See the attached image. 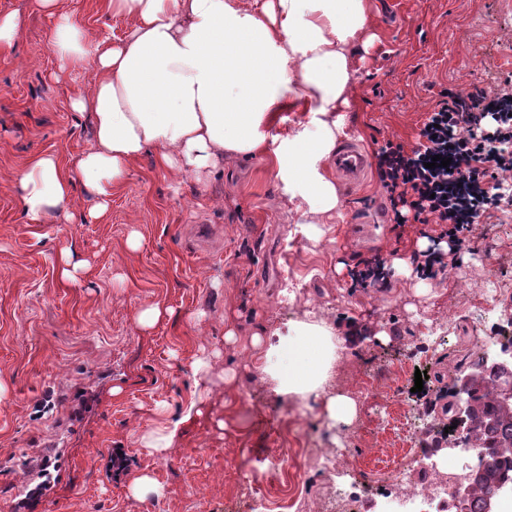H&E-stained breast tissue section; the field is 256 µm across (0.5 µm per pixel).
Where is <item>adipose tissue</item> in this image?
Wrapping results in <instances>:
<instances>
[{
    "label": "adipose tissue",
    "instance_id": "obj_1",
    "mask_svg": "<svg viewBox=\"0 0 512 512\" xmlns=\"http://www.w3.org/2000/svg\"><path fill=\"white\" fill-rule=\"evenodd\" d=\"M31 3L54 21L60 73H92L70 107L89 114L94 144L70 167L52 153L28 157L16 181L28 223L69 215L79 178L98 218L149 150L159 169L205 181L225 156L265 151L287 111L311 119L274 149L277 178L306 203L311 235L340 215V191L322 166L343 132L353 59L373 39L369 0H104L129 23L119 38L92 33L63 0ZM337 341L317 323L295 324L269 346L257 333L253 368L278 396L318 400L332 428L356 414L351 397L324 392Z\"/></svg>",
    "mask_w": 512,
    "mask_h": 512
}]
</instances>
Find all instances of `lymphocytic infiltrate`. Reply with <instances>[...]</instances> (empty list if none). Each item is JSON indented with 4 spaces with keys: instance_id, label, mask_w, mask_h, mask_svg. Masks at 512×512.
Segmentation results:
<instances>
[{
    "instance_id": "lymphocytic-infiltrate-1",
    "label": "lymphocytic infiltrate",
    "mask_w": 512,
    "mask_h": 512,
    "mask_svg": "<svg viewBox=\"0 0 512 512\" xmlns=\"http://www.w3.org/2000/svg\"><path fill=\"white\" fill-rule=\"evenodd\" d=\"M487 127L474 129L464 99L448 95L428 112L411 149L387 144L376 153L379 180L395 219L435 223L453 249L501 198L489 182L492 170L512 171V97H496L487 108ZM449 167H431L433 157Z\"/></svg>"
}]
</instances>
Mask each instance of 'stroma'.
<instances>
[{"mask_svg":"<svg viewBox=\"0 0 512 512\" xmlns=\"http://www.w3.org/2000/svg\"><path fill=\"white\" fill-rule=\"evenodd\" d=\"M68 7L91 31L126 30L101 0ZM8 11L24 23L13 50L0 55V512H255L237 490L263 480L272 454L297 447L306 410L278 411V396L252 370V334L262 328L359 329L360 339L339 347L348 361L335 368L330 391L355 395L359 375L408 356L427 374L424 425L447 423L448 389L477 360L476 337L512 313V202L485 212L434 278L411 262L429 249L447 253L438 225H391L373 241L355 229L364 203L386 200L377 174L342 191L341 218L315 240L266 154L225 159L222 172L199 183L159 170L148 152L99 218H87L93 200L79 185L74 219L27 223L15 177L33 154L70 165L92 145L88 118L70 108L90 76H58L49 17L27 0H0ZM373 13L376 40L355 59L343 114L346 136L367 155L389 142L415 146L446 93L464 97L477 117L490 99L512 93V0H373ZM134 232L135 250L127 245ZM65 248L86 264L74 282L59 273ZM374 260L386 266L384 285L352 287L351 272ZM491 276L505 290L483 321L470 303ZM155 303L161 320L141 328L138 311ZM382 329L389 338L376 341ZM202 348L212 354L207 420L188 415ZM408 392L404 385L358 398L357 417L332 431L315 420L317 446L400 453L403 433L383 430L382 420ZM162 416L176 438L157 457L140 438ZM117 452L124 467L111 476ZM137 473L157 479L162 496L133 497Z\"/></svg>","mask_w":512,"mask_h":512,"instance_id":"stroma-1","label":"stroma"}]
</instances>
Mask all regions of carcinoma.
Masks as SVG:
<instances>
[{
  "instance_id": "carcinoma-1",
  "label": "carcinoma",
  "mask_w": 512,
  "mask_h": 512,
  "mask_svg": "<svg viewBox=\"0 0 512 512\" xmlns=\"http://www.w3.org/2000/svg\"><path fill=\"white\" fill-rule=\"evenodd\" d=\"M504 374L492 363L480 364L472 374L467 390L465 424L460 430L461 447L477 446L489 457L486 467L470 475L471 488L481 497L482 512H489L496 488L512 480V398L500 389L490 396L485 392L487 380Z\"/></svg>"
}]
</instances>
